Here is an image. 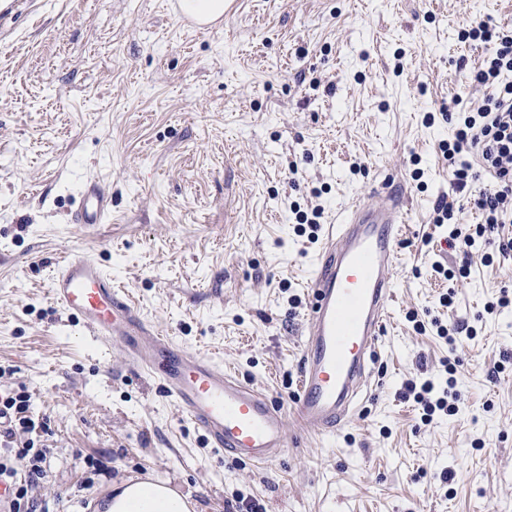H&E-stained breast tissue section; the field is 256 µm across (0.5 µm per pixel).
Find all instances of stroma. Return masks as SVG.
Returning a JSON list of instances; mask_svg holds the SVG:
<instances>
[{
	"instance_id": "35a3bbf8",
	"label": "stroma",
	"mask_w": 512,
	"mask_h": 512,
	"mask_svg": "<svg viewBox=\"0 0 512 512\" xmlns=\"http://www.w3.org/2000/svg\"><path fill=\"white\" fill-rule=\"evenodd\" d=\"M174 2L37 0L0 33V392L25 387L49 421L53 477L34 497L99 512L148 465L194 512L238 493L267 512H512V364L493 370L512 353V305L485 310L512 295V255L477 240L469 276L445 279L460 256L432 222L452 194L445 114L483 96L469 73L489 47L464 34L511 26L512 0H225L207 29ZM388 173L411 225L378 387L358 423L272 466L211 452L49 298L61 253L94 248L147 320L290 404L323 237L306 219L340 223ZM89 178L112 218L84 238L67 214ZM435 319L475 333L450 352ZM449 358L458 410L423 423L402 385Z\"/></svg>"
}]
</instances>
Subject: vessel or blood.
Here are the masks:
<instances>
[{
    "label": "vessel or blood",
    "mask_w": 512,
    "mask_h": 512,
    "mask_svg": "<svg viewBox=\"0 0 512 512\" xmlns=\"http://www.w3.org/2000/svg\"><path fill=\"white\" fill-rule=\"evenodd\" d=\"M112 214V194L81 186L69 216L87 234ZM408 233L404 196L395 190L356 205L329 225L307 280L298 376L290 407L239 380L223 362L179 348L116 287L96 253L71 250L56 263L49 297L91 336L117 345L129 372L156 381L207 447L232 460H280L299 433L326 436L362 412V396L391 318L390 272Z\"/></svg>",
    "instance_id": "b4317fda"
}]
</instances>
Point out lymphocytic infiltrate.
Instances as JSON below:
<instances>
[{
    "mask_svg": "<svg viewBox=\"0 0 512 512\" xmlns=\"http://www.w3.org/2000/svg\"><path fill=\"white\" fill-rule=\"evenodd\" d=\"M468 37L492 47L471 73V81L483 97L477 108L458 113L455 137L442 148L456 197L440 201L433 218L434 223L449 225L448 239L458 243L463 253L458 268L462 275L471 265L467 250L477 239L499 233L500 254L512 252V233L505 231L506 225L512 224V35L482 24L471 29ZM483 174L492 177L493 185L475 191L474 185ZM460 197L473 202L484 216L483 223L473 225L466 234L457 226L461 209L456 200ZM445 372L443 387L430 380H411L405 386L406 397L422 410V422L457 410L454 366H446ZM0 418L7 421L0 430V479L10 488L6 512H36L29 491L50 476L51 451L38 442L47 424L33 415L31 396L25 390L0 395Z\"/></svg>",
    "mask_w": 512,
    "mask_h": 512,
    "instance_id": "f902f5d3",
    "label": "lymphocytic infiltrate"
}]
</instances>
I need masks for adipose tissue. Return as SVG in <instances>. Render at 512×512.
<instances>
[{"label": "adipose tissue", "mask_w": 512, "mask_h": 512, "mask_svg": "<svg viewBox=\"0 0 512 512\" xmlns=\"http://www.w3.org/2000/svg\"><path fill=\"white\" fill-rule=\"evenodd\" d=\"M102 508L103 512H191L192 505L166 483L146 479L113 485Z\"/></svg>", "instance_id": "obj_1"}]
</instances>
